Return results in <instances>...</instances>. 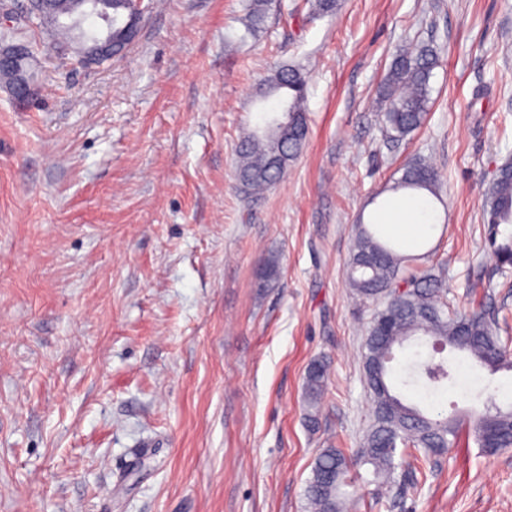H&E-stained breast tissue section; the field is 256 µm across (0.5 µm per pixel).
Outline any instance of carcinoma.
I'll return each mask as SVG.
<instances>
[{
    "label": "carcinoma",
    "mask_w": 512,
    "mask_h": 512,
    "mask_svg": "<svg viewBox=\"0 0 512 512\" xmlns=\"http://www.w3.org/2000/svg\"><path fill=\"white\" fill-rule=\"evenodd\" d=\"M97 12L117 23V14L126 9V0H97ZM270 0H251L246 31L264 29ZM53 20L44 34L51 41L75 39L77 26L63 17L81 11L74 0H55L49 7ZM436 63L426 46H405L396 54L385 74L378 96L387 137L401 141L424 122L430 102V78ZM307 80L296 68H281L262 83L259 94L287 101L288 120L276 127L268 123L244 133L237 146L235 171L239 188L249 195H260L281 181L300 154L308 137L305 109ZM393 192L410 190L439 197V179L434 167L424 161L409 164L390 187ZM481 210L488 227V245L501 266H512V160L498 166L482 199ZM410 258L384 242L364 225L353 239L346 278L353 295L360 301L383 304L364 342L363 365L373 419L360 447L348 454L330 445L316 453L311 477L304 491L309 512H349L347 474L354 466L370 465L379 486L397 483L399 474L417 485L426 478L421 462L448 452L460 436L464 421L442 412L430 414L405 400L389 382L396 350L416 336L425 338L431 348L428 359L410 374L408 386L423 381L424 387L439 392L455 383L457 366L448 364L446 349L465 352L492 375L512 373V337L499 333L498 312L455 311L448 308L442 275L435 267L417 271L409 268ZM279 259L269 257L262 270L259 287L268 288L279 278ZM331 361L326 356L307 367L304 391L306 420L319 428V406L328 389ZM483 409L470 410V422L477 443L493 453L512 447V402H497V394L479 391Z\"/></svg>",
    "instance_id": "cac0c4a2"
}]
</instances>
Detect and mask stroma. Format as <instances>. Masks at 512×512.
I'll return each mask as SVG.
<instances>
[{
	"instance_id": "obj_1",
	"label": "stroma",
	"mask_w": 512,
	"mask_h": 512,
	"mask_svg": "<svg viewBox=\"0 0 512 512\" xmlns=\"http://www.w3.org/2000/svg\"><path fill=\"white\" fill-rule=\"evenodd\" d=\"M153 0L136 44L85 67L31 43L39 98L0 85V512H308L311 462L358 447L371 415L362 354L373 307L346 284L355 226L442 264L450 306L512 311V266L489 249L481 201L512 158V0ZM430 46L426 123L385 136L374 99L398 47ZM307 80V141L260 199L235 180L256 89ZM439 174L428 226L383 219L405 163ZM279 280L259 285L269 256ZM326 356L321 427L304 420L308 364ZM512 383L470 364L408 399L453 414L464 389ZM353 495L373 512H512V448L432 457L417 489ZM248 8L246 31L248 34H256L264 29L269 0H251Z\"/></svg>"
}]
</instances>
